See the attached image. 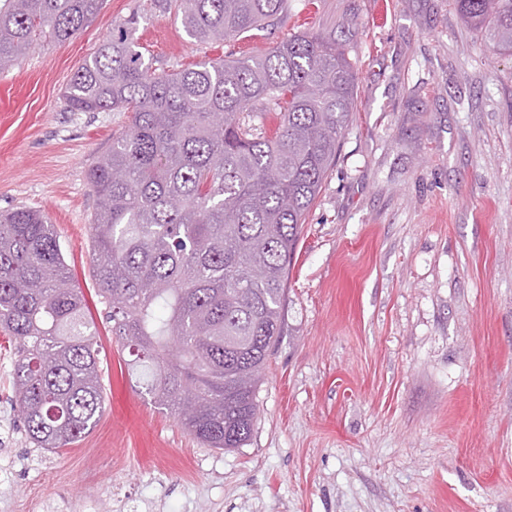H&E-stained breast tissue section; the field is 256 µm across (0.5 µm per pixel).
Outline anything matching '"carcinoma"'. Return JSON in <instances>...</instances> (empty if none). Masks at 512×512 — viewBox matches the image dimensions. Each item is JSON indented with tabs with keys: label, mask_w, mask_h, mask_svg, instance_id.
<instances>
[{
	"label": "carcinoma",
	"mask_w": 512,
	"mask_h": 512,
	"mask_svg": "<svg viewBox=\"0 0 512 512\" xmlns=\"http://www.w3.org/2000/svg\"><path fill=\"white\" fill-rule=\"evenodd\" d=\"M455 0L512 51V0ZM288 0H155L200 44L259 30ZM104 0H0V70L34 41L63 43ZM133 14L77 68L70 112H124L87 172L92 277L145 394L200 443L247 445L256 391L282 327L302 224L335 163L357 97L336 40L296 33L256 54L154 67ZM0 332L17 343L14 403L27 439L56 451L104 412L102 346L47 215L0 211Z\"/></svg>",
	"instance_id": "cac0c4a2"
}]
</instances>
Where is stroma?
Segmentation results:
<instances>
[{
    "mask_svg": "<svg viewBox=\"0 0 512 512\" xmlns=\"http://www.w3.org/2000/svg\"><path fill=\"white\" fill-rule=\"evenodd\" d=\"M135 13L147 54L186 66L335 37L356 107L293 254L247 445H199L101 321L102 418L70 448H36L0 337V512L50 494L98 512H512V52L454 0H288L228 46L153 0H105L71 40L36 42L0 72V211L49 216L94 314L85 172L124 117L67 111L62 93Z\"/></svg>",
    "mask_w": 512,
    "mask_h": 512,
    "instance_id": "stroma-1",
    "label": "stroma"
}]
</instances>
